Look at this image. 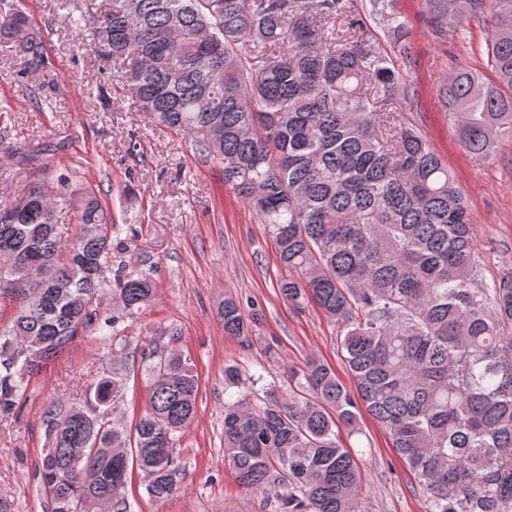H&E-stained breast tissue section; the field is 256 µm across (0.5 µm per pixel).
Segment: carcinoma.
<instances>
[{
    "label": "carcinoma",
    "instance_id": "obj_1",
    "mask_svg": "<svg viewBox=\"0 0 512 512\" xmlns=\"http://www.w3.org/2000/svg\"><path fill=\"white\" fill-rule=\"evenodd\" d=\"M487 0H426L440 36L479 20ZM485 52L495 79L461 67L438 88L477 160L512 137V0H494ZM382 26L414 63L395 0H96L94 48L124 70L122 90L152 125L190 139L203 163L255 212L294 275L282 295L313 302L340 329L351 394L321 362L279 394L263 375L224 407V460L238 482L275 497L278 512H362L363 475L338 439L360 409L389 434L429 497V512H512V270L478 275L473 222L448 166L391 105L407 93L364 28ZM26 64L47 65L39 31L19 8L0 13ZM47 143L19 161L47 169ZM0 207V296L16 303L0 333V415L23 405L35 376L85 332L116 357L155 298L152 268L128 270L124 225L94 192L55 172ZM74 211L64 231L58 208ZM224 332L247 330L232 298ZM177 338L140 348L148 407L130 433L112 418L128 375L114 368L84 404L56 398L42 414L40 475L52 512H129L133 469L150 497L181 488L176 449L197 414L198 378Z\"/></svg>",
    "mask_w": 512,
    "mask_h": 512
}]
</instances>
